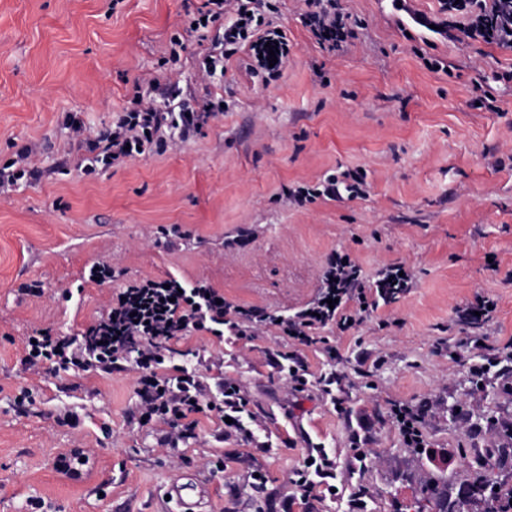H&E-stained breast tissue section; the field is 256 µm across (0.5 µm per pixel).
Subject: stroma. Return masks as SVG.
Returning a JSON list of instances; mask_svg holds the SVG:
<instances>
[{"mask_svg":"<svg viewBox=\"0 0 512 512\" xmlns=\"http://www.w3.org/2000/svg\"><path fill=\"white\" fill-rule=\"evenodd\" d=\"M202 3L0 0V166L34 144L40 171L0 189V512H28L33 499L44 512H182L164 495L174 481L204 484L195 512H402L420 481L502 444L490 421L512 423V375L467 371L512 340V82L494 79L512 70V49L398 21L390 0H340L363 27L330 52L305 27L303 0H278L290 47L281 76L261 82L243 51L204 81L189 28ZM176 33L185 49L173 63ZM434 58L445 69L428 68ZM175 80L227 111L85 171L65 114L95 137ZM347 173L361 177L360 195H319ZM343 257L364 287L393 266L408 286L349 330L312 329L310 346L265 321L176 341L207 382L239 388L241 431L203 413L195 438L164 447L168 426L139 422L132 363L84 377L21 363L25 336L79 335L143 279L203 284L231 307L293 318ZM97 261L112 264V283L85 280ZM482 297L496 303L492 320L460 322ZM292 352L307 368L300 389L274 364ZM333 373L342 382L328 394L319 379ZM24 389L34 404H16ZM394 401L431 404L424 452L404 445ZM65 413L76 426L57 425ZM79 442L94 465L74 478L57 459ZM313 448L336 463L335 497L302 496L293 482Z\"/></svg>","mask_w":512,"mask_h":512,"instance_id":"35a3bbf8","label":"stroma"}]
</instances>
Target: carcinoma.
<instances>
[{
  "label": "carcinoma",
  "mask_w": 512,
  "mask_h": 512,
  "mask_svg": "<svg viewBox=\"0 0 512 512\" xmlns=\"http://www.w3.org/2000/svg\"><path fill=\"white\" fill-rule=\"evenodd\" d=\"M421 491L430 512H512V482L491 477L479 457L458 475L430 478Z\"/></svg>",
  "instance_id": "cac0c4a2"
}]
</instances>
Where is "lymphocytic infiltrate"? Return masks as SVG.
I'll return each mask as SVG.
<instances>
[{
  "instance_id": "obj_1",
  "label": "lymphocytic infiltrate",
  "mask_w": 512,
  "mask_h": 512,
  "mask_svg": "<svg viewBox=\"0 0 512 512\" xmlns=\"http://www.w3.org/2000/svg\"><path fill=\"white\" fill-rule=\"evenodd\" d=\"M305 24L317 43L328 51L347 46L355 32L338 9L336 0H305ZM277 7L271 0H204L198 17L208 23L223 22L221 40L211 42L202 54L198 70L209 77L223 68L239 50L255 59V72L279 76L288 57V40L268 20ZM445 18L438 24L440 33L464 32L475 41L512 46V0H440ZM221 104L209 99L191 111L166 116L153 101L137 100L114 132L89 141L90 150L99 152L104 162L118 157L142 154L164 121L188 132L199 128ZM217 291L194 286L182 288L177 280L163 283L147 279L123 288L120 299L79 336H55L50 331L35 332L24 343L22 362L27 366L47 365L49 372L73 370L111 373L128 357H135L139 375L136 391L140 399L142 423L163 422L176 427L169 444L192 437L197 414L215 412L229 417L224 407V384H208L194 369L175 366L173 373H162V360L172 351V342L192 331L224 335V307L218 304ZM385 289L367 294L365 288L325 289L314 308L304 310L299 322L289 324L299 344L308 346L314 339L308 330L315 325L337 321L341 329L352 327L356 318L346 311L349 302L376 310L385 299Z\"/></svg>"
}]
</instances>
